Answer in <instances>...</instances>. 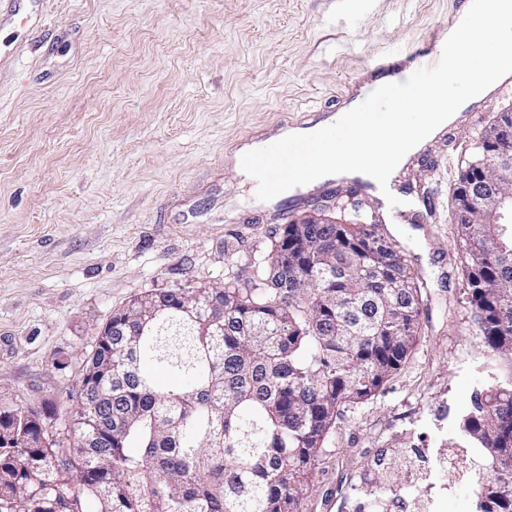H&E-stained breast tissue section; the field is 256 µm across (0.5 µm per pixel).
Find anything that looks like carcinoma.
I'll return each instance as SVG.
<instances>
[{
    "mask_svg": "<svg viewBox=\"0 0 512 512\" xmlns=\"http://www.w3.org/2000/svg\"><path fill=\"white\" fill-rule=\"evenodd\" d=\"M451 193L468 304L495 371L447 441L481 448L480 512H512V223L473 210L512 186L495 127ZM224 306V319H212ZM81 375L112 388V438L69 447L34 414L0 415V512H301L340 408L382 391L421 332V284L373 211L283 224L248 282L146 293L112 315ZM90 405L70 413L80 437ZM374 501L407 492L376 462Z\"/></svg>",
    "mask_w": 512,
    "mask_h": 512,
    "instance_id": "1",
    "label": "carcinoma"
}]
</instances>
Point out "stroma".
Instances as JSON below:
<instances>
[{
	"label": "stroma",
	"mask_w": 512,
	"mask_h": 512,
	"mask_svg": "<svg viewBox=\"0 0 512 512\" xmlns=\"http://www.w3.org/2000/svg\"><path fill=\"white\" fill-rule=\"evenodd\" d=\"M461 16L459 0H15L0 15V408L52 409L50 431L68 437L113 312L251 276L280 215L307 208L300 193L258 204L235 153L341 111L372 65ZM510 107L512 88L493 92L397 173L405 217L362 184L328 182L331 217L379 211L403 247L421 333L383 391L341 409L302 512H363L375 460L439 448L481 386L449 188Z\"/></svg>",
	"instance_id": "stroma-1"
}]
</instances>
